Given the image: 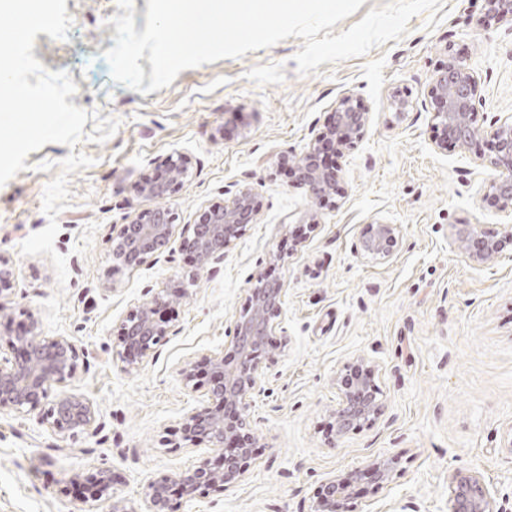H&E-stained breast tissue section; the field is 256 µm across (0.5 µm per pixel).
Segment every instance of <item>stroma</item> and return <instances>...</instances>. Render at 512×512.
I'll list each match as a JSON object with an SVG mask.
<instances>
[{
	"instance_id": "stroma-1",
	"label": "stroma",
	"mask_w": 512,
	"mask_h": 512,
	"mask_svg": "<svg viewBox=\"0 0 512 512\" xmlns=\"http://www.w3.org/2000/svg\"><path fill=\"white\" fill-rule=\"evenodd\" d=\"M483 0H444V19L428 27L413 17L400 40L361 57L321 64L302 76L295 56L304 40L289 37L179 73L171 86L143 95L112 78L116 0H66L73 26L64 41L38 34L34 57L68 71L82 87L69 103L118 120L102 143L82 140L89 167L70 174L59 214L57 253L68 279L56 284L49 257L18 247L48 224L42 196L68 146L49 143L26 158L27 170L0 185V254L13 264L11 322L45 327L43 302L63 291L64 335L85 355L75 375L50 381L51 394L90 399L101 427L75 436L53 431L39 412L0 411V512H112L85 498L75 473L108 468L119 499L147 512V485L172 477L215 451L175 448L170 438L201 394L179 375L186 362L231 346L235 319L258 276L284 284L273 318L271 357L258 367L260 392L248 400L255 456L239 482L191 501L179 512H314L322 483L353 475L343 512H449L451 477L478 472L495 512H512V246L477 264L457 249L454 230L476 225L502 235L512 219L483 201L487 176L477 149H441L431 127L430 76L449 54L465 58L481 81L478 123L491 131L512 115V26L478 27ZM369 112L365 135L344 156L341 193L319 202L298 185L286 158L302 154L345 94ZM409 101L396 114L392 97ZM189 175L166 200L177 233L159 259L113 268L111 236L144 207L138 184L172 154ZM249 186L255 224L226 253L219 273L195 268L178 232L226 193ZM319 214L317 225L305 213ZM396 225V253L376 260L356 251L371 222ZM189 287L171 310L172 330L154 360L129 370L113 355L128 310L163 287ZM374 367L381 415L337 439L330 426L347 364ZM395 460L377 484L369 468Z\"/></svg>"
}]
</instances>
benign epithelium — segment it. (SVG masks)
I'll return each instance as SVG.
<instances>
[{
	"instance_id": "obj_1",
	"label": "benign epithelium",
	"mask_w": 512,
	"mask_h": 512,
	"mask_svg": "<svg viewBox=\"0 0 512 512\" xmlns=\"http://www.w3.org/2000/svg\"><path fill=\"white\" fill-rule=\"evenodd\" d=\"M512 22V0H485V12L477 20L484 27L491 22ZM435 101L432 125L440 145L463 148L477 142L476 102L480 98V82L463 58L448 57V63L430 77ZM368 112L352 94L337 103L333 121L296 162L297 181L308 187L312 196L326 200L339 188V170L324 168L320 156L330 147L342 155L354 149L364 136ZM482 165L491 171L485 182V200L500 212L512 215V116L500 121L493 132L491 154L482 158ZM186 159L170 156L156 175L141 183L138 194L146 201L172 195L188 176ZM259 215L252 190L243 186L232 197L207 206L194 224L186 225L181 248L194 258L200 269L218 271L226 252ZM175 214L169 207L151 206L122 225L112 238L114 262L134 267L149 257L158 256L167 248L173 234ZM458 249L475 263L498 258L505 244H512V227L503 239L482 237L475 225L468 224L458 233ZM399 246V234L393 224L374 222L361 237L357 250L361 254L387 259ZM283 283L260 278L250 289L245 311L236 320L232 360L224 353L205 355L186 363L180 369L183 385L191 392H201L207 406L188 412L179 429L185 447L208 444L218 451L214 458H203L196 465L171 479L148 484L146 499L149 512H177L172 488L179 489L186 500L233 486L246 470L250 437L243 413L247 400L259 384L258 365L268 354L266 337L272 335L271 318L279 310ZM186 288L174 292L162 290L150 299L131 308L121 323L115 353L130 368H139L156 357L158 347L170 331L165 310L188 297ZM80 360L76 344L66 336H43L39 326L31 323L0 345V410L18 413L34 411L43 406L45 420L51 428L72 435L99 427L94 404L82 395L58 394L49 397L47 382L73 377ZM356 373L354 383L343 385L342 398L336 409V435L341 436L364 420L379 414L374 374L363 363L350 367ZM74 481L95 498L112 489L110 470L74 476ZM454 492L450 512H494L493 500L484 480L475 472L454 475ZM314 512H338L340 499L349 491L348 482L334 477L323 484Z\"/></svg>"
}]
</instances>
